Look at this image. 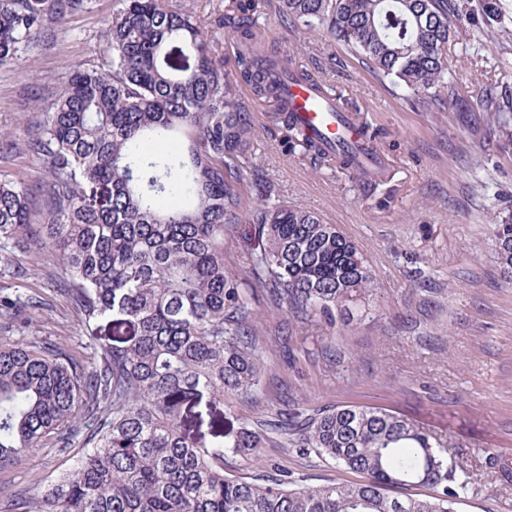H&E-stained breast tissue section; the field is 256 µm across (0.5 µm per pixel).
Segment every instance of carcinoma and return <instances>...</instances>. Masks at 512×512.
Listing matches in <instances>:
<instances>
[{
	"instance_id": "carcinoma-1",
	"label": "carcinoma",
	"mask_w": 512,
	"mask_h": 512,
	"mask_svg": "<svg viewBox=\"0 0 512 512\" xmlns=\"http://www.w3.org/2000/svg\"><path fill=\"white\" fill-rule=\"evenodd\" d=\"M105 23L100 65L75 67L36 119L0 134L24 142L31 180L0 178V257L33 251L58 261L56 293L82 320L106 316L126 336L93 344L85 360L48 339L0 342V468L53 445L74 464L38 499L5 496L7 512H457L470 473L448 461L411 420L373 407L300 411L267 424L192 433L184 415L260 383L256 312L224 266V234L255 225L252 279L300 322L351 319L371 292V268L355 242L316 213L243 182L252 133L240 97L269 103L286 152L355 170L347 149L328 154L300 126L271 71L285 54L256 35V0H225L215 29L169 0H120ZM292 23L318 24L365 58L416 106L448 94L446 46L467 0H282ZM88 0H0V69L32 42L50 43L51 22ZM237 52L216 56L218 37ZM487 138L512 150V97L484 98ZM512 282V214L493 231ZM34 293L0 298V323L41 315ZM272 442L312 450L362 473L360 483L306 488L288 473L228 474V456L258 458ZM436 488L428 499L410 487Z\"/></svg>"
}]
</instances>
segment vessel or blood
Masks as SVG:
<instances>
[{"instance_id":"b4317fda","label":"vessel or blood","mask_w":512,"mask_h":512,"mask_svg":"<svg viewBox=\"0 0 512 512\" xmlns=\"http://www.w3.org/2000/svg\"><path fill=\"white\" fill-rule=\"evenodd\" d=\"M281 84L284 100L309 133L322 135L332 148L341 143H358L356 119L349 113L338 111L335 101L315 87L297 84L286 77L282 78Z\"/></svg>"}]
</instances>
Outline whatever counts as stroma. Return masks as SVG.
Listing matches in <instances>:
<instances>
[{"mask_svg": "<svg viewBox=\"0 0 512 512\" xmlns=\"http://www.w3.org/2000/svg\"><path fill=\"white\" fill-rule=\"evenodd\" d=\"M499 4L494 22L483 0H469L448 43L450 72L474 99L512 93V0ZM118 6L90 0L86 12L54 23L52 46L33 43L18 65L0 70V129L29 122L36 98L55 91L67 67L102 58L105 22ZM256 18L263 36L279 40L298 64L352 98L361 121L385 132L387 177L370 189L345 170L315 165L303 151L286 153L271 106H254L249 166L275 182L283 201L353 240L374 286L353 321L332 328L296 323L284 339L277 330L287 309L254 289L262 378L252 398L225 399V422L271 420L292 406L310 413L337 405L389 410L439 440L449 459L467 462L472 479L458 512H512V483L483 454L492 448L512 462V284L502 278L492 237L498 215L512 211V152L488 146L481 113L408 106L399 87L325 29L288 24L278 0H259ZM14 264L34 276L14 278ZM46 264L15 252L10 265L0 264V295L39 293L48 307L24 336L48 337L88 357L90 338L105 341L118 331L108 318L84 323L42 275ZM71 464V453L41 448L0 470V486L24 487L37 498ZM273 465L308 487L359 478L320 456L274 446L254 462L227 458L225 470L256 474Z\"/></svg>", "mask_w": 512, "mask_h": 512, "instance_id": "stroma-1", "label": "stroma"}]
</instances>
